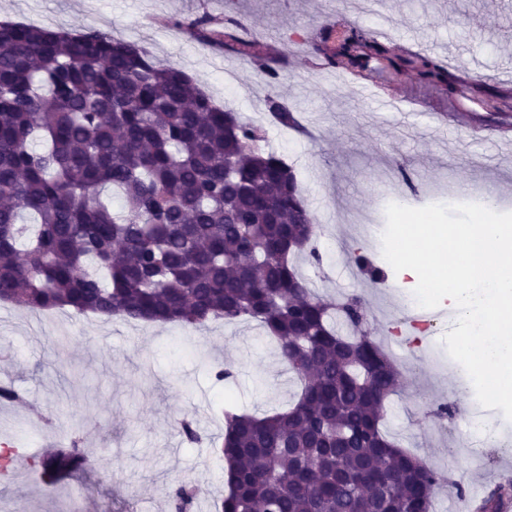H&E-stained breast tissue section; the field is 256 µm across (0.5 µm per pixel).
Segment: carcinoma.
I'll return each mask as SVG.
<instances>
[{
	"instance_id": "cac0c4a2",
	"label": "carcinoma",
	"mask_w": 512,
	"mask_h": 512,
	"mask_svg": "<svg viewBox=\"0 0 512 512\" xmlns=\"http://www.w3.org/2000/svg\"><path fill=\"white\" fill-rule=\"evenodd\" d=\"M169 23L251 57L269 86L279 81V69L238 41V20ZM327 58L352 70L384 60L448 83L438 60L395 56L357 26ZM265 105L293 126L276 97ZM262 141L258 125L144 45L1 21L0 301L195 330L258 323L300 393L271 415L224 411L216 512H432L439 474L383 431L401 373L369 336L363 296L328 304L303 276L299 261H322L315 226L294 170ZM111 188L123 200L117 211ZM347 254L382 278L363 248ZM33 465L52 480L91 462L72 440ZM511 490L496 486L477 512H499ZM199 495L178 486L170 508L191 512Z\"/></svg>"
}]
</instances>
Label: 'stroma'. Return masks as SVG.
I'll return each mask as SVG.
<instances>
[{"label": "stroma", "instance_id": "35a3bbf8", "mask_svg": "<svg viewBox=\"0 0 512 512\" xmlns=\"http://www.w3.org/2000/svg\"><path fill=\"white\" fill-rule=\"evenodd\" d=\"M240 16L259 36L285 45L287 63L267 87L247 58L212 49L184 31L146 28L147 18ZM78 31L93 27L147 46L164 64L182 69L214 101L242 116L258 115L269 148L294 169L314 224L319 265L302 272L326 299L360 293L370 309L371 336L395 339L405 379L389 399V434L449 485L437 489L434 512L449 498L471 499L474 482L492 487L512 478V421L497 441L465 447L463 419L473 409L461 393L468 376L448 367L442 342L451 323L410 337L402 294L413 293L398 273L372 285L352 275L348 248L362 246L382 262V242L357 233L360 217L385 227L387 204L475 203L492 199L512 212V0H0V20ZM346 21L382 30L393 53L420 52L441 60L453 87L422 83L387 69L343 72L325 65L313 41ZM291 110L294 127L271 120L267 94ZM411 100L415 112L380 109L376 96ZM0 384L24 403L0 406V448L39 454L48 443L84 439L91 471L54 492L30 481L25 469L0 480V512H169L181 484L208 487L195 512H214L224 495L217 447L225 403L259 415L291 401L298 385L256 323H211L197 331L155 326L69 310L34 313L0 302ZM231 371L224 381L214 373ZM459 390H451L449 382ZM442 404L449 418L427 417ZM196 422L201 440H183L177 422Z\"/></svg>", "mask_w": 512, "mask_h": 512}]
</instances>
